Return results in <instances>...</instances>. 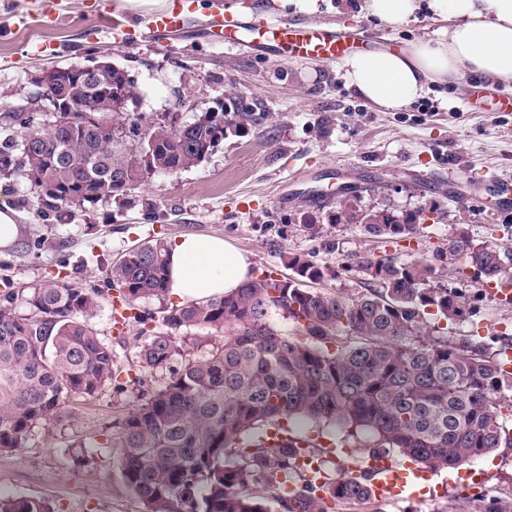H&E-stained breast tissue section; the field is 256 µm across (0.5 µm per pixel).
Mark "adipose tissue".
I'll return each mask as SVG.
<instances>
[{"instance_id": "ef3b65f1", "label": "adipose tissue", "mask_w": 512, "mask_h": 512, "mask_svg": "<svg viewBox=\"0 0 512 512\" xmlns=\"http://www.w3.org/2000/svg\"><path fill=\"white\" fill-rule=\"evenodd\" d=\"M427 7L439 27L405 49L348 56L350 86L379 107L396 110L431 83L470 73L492 86L512 83V0H364L360 10L393 26ZM169 296L178 303L223 296L251 277L249 259L222 237L185 235L168 248Z\"/></svg>"}]
</instances>
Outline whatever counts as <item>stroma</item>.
Returning <instances> with one entry per match:
<instances>
[{"label": "stroma", "instance_id": "1", "mask_svg": "<svg viewBox=\"0 0 512 512\" xmlns=\"http://www.w3.org/2000/svg\"><path fill=\"white\" fill-rule=\"evenodd\" d=\"M166 2L0 0V112L29 108L47 67L103 61L135 79L139 96L128 107L131 114L157 120L175 112L190 123L219 103L240 111L217 151L197 166L152 176L123 198L85 205L63 219L45 214L22 177L0 179V205L15 210L21 226L15 243L0 247V301L14 297L16 311L28 314L21 294L56 273L99 294L91 322L111 344L120 370L98 395L68 404L58 420L36 429L20 453L0 454V495L41 498L55 512H144L111 441L142 393L162 387L182 362L135 382L132 367L145 335L162 327V304L138 301L136 320L125 332L116 330L110 271L134 246L158 237L220 236L248 257L253 273L288 275L289 257L304 254L335 269L327 288L348 291L357 287L356 263L366 255L431 259L462 228L477 240L512 241V207L502 205L495 188L466 180L475 170L512 180V111L498 105L512 85L488 89L467 73L457 84L431 85L422 98L387 111L348 86L340 63L286 62L227 48L193 13L182 33L159 40L112 37L110 26L146 23ZM357 2L317 0L316 12L302 17L293 0H223L225 10L247 18L260 9L271 20L349 22L402 46L437 28L426 12L385 26L359 14ZM38 5L49 15L36 21L30 14ZM423 174L452 177L455 193L414 187ZM341 185L347 191L339 197ZM343 197L399 215L421 212L423 227L414 238L384 242L361 226L334 225ZM305 212L318 216L319 234L301 230ZM444 282L471 297L472 319L454 325L453 334L464 335L475 324L494 345L512 339V304L500 302L490 288H471L468 272L454 265ZM78 450L96 458L95 469L75 462ZM479 469L484 481L476 485L468 475ZM433 479L446 485V495L418 501L405 494L383 506L355 504L348 512H484L489 499L512 498V446L435 472Z\"/></svg>", "mask_w": 512, "mask_h": 512}]
</instances>
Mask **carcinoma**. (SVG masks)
Here are the masks:
<instances>
[{
    "label": "carcinoma",
    "mask_w": 512,
    "mask_h": 512,
    "mask_svg": "<svg viewBox=\"0 0 512 512\" xmlns=\"http://www.w3.org/2000/svg\"><path fill=\"white\" fill-rule=\"evenodd\" d=\"M75 93L70 76L43 91ZM138 97L135 80L112 71V128L141 126L126 115ZM19 137L0 140V177L36 167L30 185L41 208L58 216L71 207L119 199L156 174L172 175L201 163L224 141L227 110L207 111L188 124L151 125L141 144L143 163L132 159L131 139L104 137L99 125L30 127L21 112L0 116ZM421 214L399 217L390 209H360L339 202L334 222L358 224L375 238H413ZM464 259L471 279L512 288V249L477 241L463 229L449 248ZM292 275L263 272L242 288L207 301L166 307L168 331L145 337L137 367L163 368L179 357L182 367L165 386L142 399L122 421L114 446L129 489L146 512H266L255 487L277 495L283 512H335L370 498L367 480L322 474L318 485L299 471L285 450L269 446L280 422L338 424L347 437L368 434L373 449L396 450L431 469L467 464L509 440L512 360L476 330L448 334V323L472 314L469 296L442 284V267L421 257H363L357 293L309 288L335 270L304 255L288 260ZM164 242L133 247L112 267V286L126 309L169 291ZM0 305V453L25 447L32 432L57 419L76 397L92 398L118 367L112 346L89 322L96 296L54 275L23 298ZM292 325L280 329L274 319ZM182 327L218 334L189 341ZM294 483L282 495L281 479ZM0 512H51L41 498L0 499Z\"/></svg>",
    "instance_id": "cac0c4a2"
}]
</instances>
